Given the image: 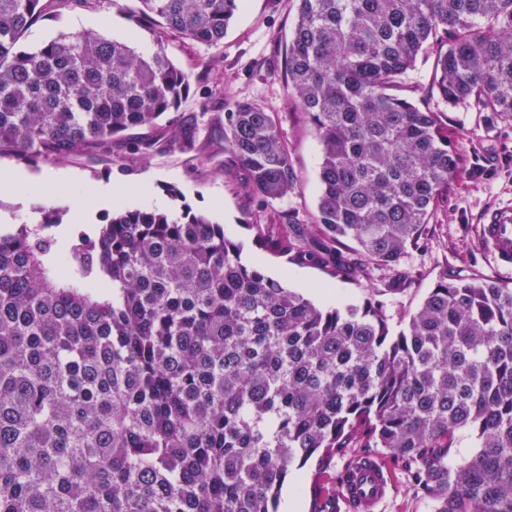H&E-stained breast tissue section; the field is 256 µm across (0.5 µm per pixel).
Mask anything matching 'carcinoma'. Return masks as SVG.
<instances>
[{"instance_id": "cac0c4a2", "label": "carcinoma", "mask_w": 512, "mask_h": 512, "mask_svg": "<svg viewBox=\"0 0 512 512\" xmlns=\"http://www.w3.org/2000/svg\"><path fill=\"white\" fill-rule=\"evenodd\" d=\"M238 0H139L211 48ZM288 93L322 145L318 215L252 224L276 255L358 278L420 247L460 172L448 123L403 95L512 118V0H298ZM43 0H0V156L78 155L178 109L163 44L95 31L19 44ZM264 201L298 185L266 107L224 114ZM0 228V512H278L292 467L384 448L435 512H512V288L444 277L397 333L382 302L324 308L188 210L120 211L66 247L53 208ZM478 450L448 467L456 433ZM340 487L315 512H339Z\"/></svg>"}]
</instances>
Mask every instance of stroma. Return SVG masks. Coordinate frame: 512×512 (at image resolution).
Returning a JSON list of instances; mask_svg holds the SVG:
<instances>
[{
    "label": "stroma",
    "mask_w": 512,
    "mask_h": 512,
    "mask_svg": "<svg viewBox=\"0 0 512 512\" xmlns=\"http://www.w3.org/2000/svg\"><path fill=\"white\" fill-rule=\"evenodd\" d=\"M137 8L138 0H112L105 9L49 5L20 47L36 50L60 35L77 33V20H89L95 32L127 39L140 52L163 42L173 63L191 76L187 96L157 126L130 130L107 150L34 167L0 157V171L24 178L59 171L77 176L76 182L62 186L48 201L20 190L0 193V225L33 223L38 208L48 203L62 212V222L55 227L60 241L70 242L81 232L95 234L104 217L113 213L112 204L94 205L78 215L71 196L82 185L104 182L125 194L126 208L177 212L187 208L223 225L226 237L243 244L246 263L320 306L383 302L394 331L408 321L441 278H494L512 285V270L498 268L479 237L486 212L512 206V119L431 100V107L445 114L448 146L460 155L461 171L447 200L434 212L423 244L395 266L370 269L361 280L331 278L317 266L274 255L253 230L254 225L274 223L281 211L295 214L302 224L313 223L317 214L322 146L287 92L285 55L297 16L296 0H239L218 49L139 26ZM240 102L269 107L282 131L298 176L297 189L284 198L266 203L255 197L242 169L224 152V115ZM187 130L194 133V145L188 150L143 153L134 147L142 139L168 138ZM317 469L312 460L290 470L278 512H292L288 509L292 503L297 506L293 512H310ZM390 473L393 490L378 512H434L433 501L410 488L400 467H392Z\"/></svg>",
    "instance_id": "35a3bbf8"
}]
</instances>
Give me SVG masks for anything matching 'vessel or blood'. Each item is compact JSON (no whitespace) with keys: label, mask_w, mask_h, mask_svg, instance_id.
<instances>
[{"label":"vessel or blood","mask_w":512,"mask_h":512,"mask_svg":"<svg viewBox=\"0 0 512 512\" xmlns=\"http://www.w3.org/2000/svg\"><path fill=\"white\" fill-rule=\"evenodd\" d=\"M484 245L499 265L512 268V208L493 212L481 226ZM342 496L356 503L361 512H375L388 497L391 484L388 470L370 456H362L343 470Z\"/></svg>","instance_id":"vessel-or-blood-1"}]
</instances>
